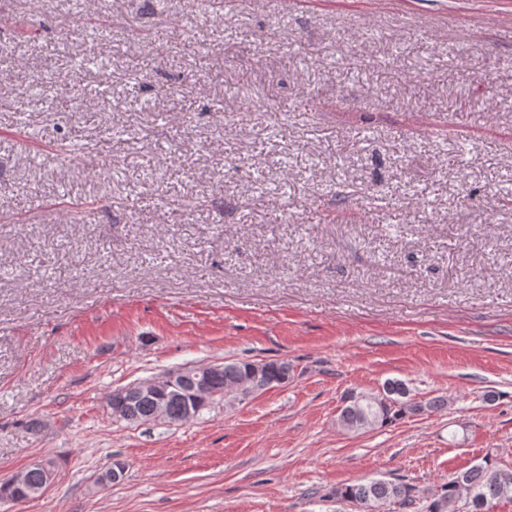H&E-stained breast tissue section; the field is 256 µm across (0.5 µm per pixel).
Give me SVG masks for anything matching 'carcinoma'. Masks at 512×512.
<instances>
[{"instance_id": "obj_1", "label": "carcinoma", "mask_w": 512, "mask_h": 512, "mask_svg": "<svg viewBox=\"0 0 512 512\" xmlns=\"http://www.w3.org/2000/svg\"><path fill=\"white\" fill-rule=\"evenodd\" d=\"M222 4L223 0H193L186 22L191 24L197 17L214 15ZM289 374L290 366L286 362H226L223 369L210 372L207 400L197 402L198 410L207 408L217 397L244 398L282 385L288 382ZM191 388L189 381L140 396L115 392L108 400V406L112 413L129 424L151 421L158 406L165 410L168 422L179 423L185 420L186 408L192 398ZM447 406L448 399L443 396L412 399L404 382L389 379L376 392L353 390L347 393L337 424L348 432L361 433L387 426L408 415L432 413ZM330 496L353 505L356 512H379L391 504L411 508L419 500L424 501V512H493L500 502L512 503V467L502 465L497 458L487 454L428 496L415 485L396 478L371 479L338 487L330 492Z\"/></svg>"}]
</instances>
